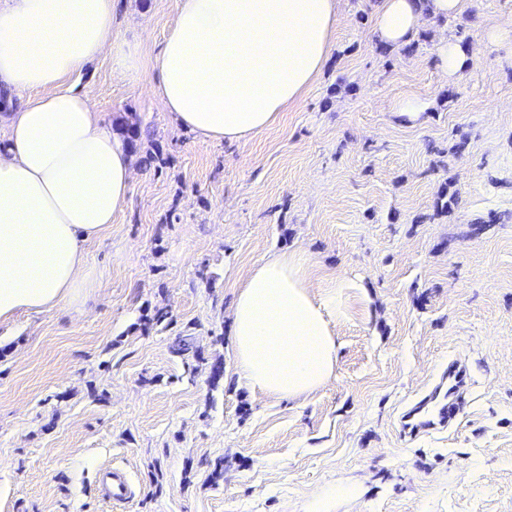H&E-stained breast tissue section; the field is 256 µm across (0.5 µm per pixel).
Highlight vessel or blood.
Masks as SVG:
<instances>
[{
  "label": "vessel or blood",
  "mask_w": 512,
  "mask_h": 512,
  "mask_svg": "<svg viewBox=\"0 0 512 512\" xmlns=\"http://www.w3.org/2000/svg\"><path fill=\"white\" fill-rule=\"evenodd\" d=\"M466 384L460 363H451L440 372L430 388L401 416L398 428L401 436L416 439L446 428L449 420L463 409ZM105 496L111 501H122L128 496L125 474H106L103 481Z\"/></svg>",
  "instance_id": "obj_1"
}]
</instances>
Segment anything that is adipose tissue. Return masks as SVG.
Returning <instances> with one entry per match:
<instances>
[{"instance_id":"1","label":"adipose tissue","mask_w":512,"mask_h":512,"mask_svg":"<svg viewBox=\"0 0 512 512\" xmlns=\"http://www.w3.org/2000/svg\"><path fill=\"white\" fill-rule=\"evenodd\" d=\"M469 0H376L373 34L406 43L427 19ZM339 0H182L156 55L123 38L117 0H0V90L18 104L0 145V324L78 300L88 243L126 208L133 162L88 97L71 85L110 55L131 82L153 72L174 122L203 143L246 141L297 104L334 49ZM303 255H270L232 306L234 369L249 389L296 399L335 376L327 316Z\"/></svg>"}]
</instances>
